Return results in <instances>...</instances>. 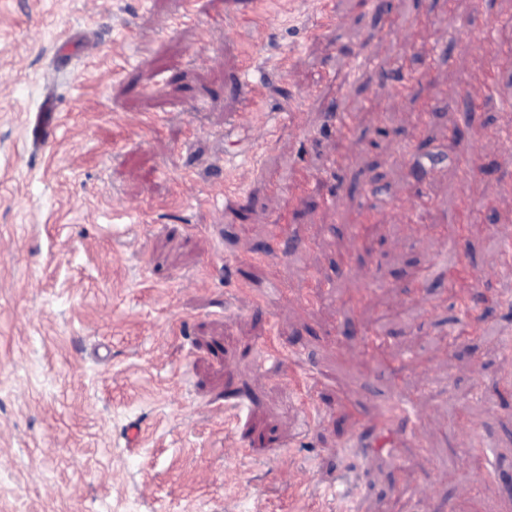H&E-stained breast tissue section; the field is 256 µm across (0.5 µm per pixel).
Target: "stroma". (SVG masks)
Listing matches in <instances>:
<instances>
[{"label":"stroma","instance_id":"obj_1","mask_svg":"<svg viewBox=\"0 0 512 512\" xmlns=\"http://www.w3.org/2000/svg\"><path fill=\"white\" fill-rule=\"evenodd\" d=\"M183 6L0 0V512H508L512 0Z\"/></svg>","mask_w":512,"mask_h":512}]
</instances>
